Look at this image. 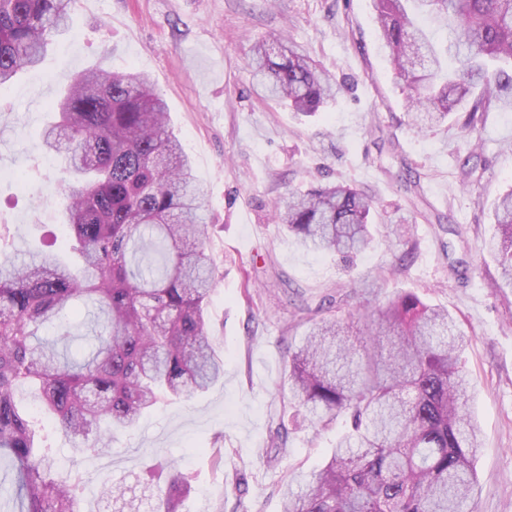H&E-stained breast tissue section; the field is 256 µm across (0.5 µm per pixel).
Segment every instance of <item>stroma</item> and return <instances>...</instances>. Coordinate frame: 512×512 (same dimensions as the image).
I'll list each match as a JSON object with an SVG mask.
<instances>
[{
	"instance_id": "1",
	"label": "stroma",
	"mask_w": 512,
	"mask_h": 512,
	"mask_svg": "<svg viewBox=\"0 0 512 512\" xmlns=\"http://www.w3.org/2000/svg\"><path fill=\"white\" fill-rule=\"evenodd\" d=\"M70 14L69 33L39 67L0 88V167L11 172L0 180L7 249H41L49 230L65 235L44 204L60 195V159L40 147L62 88L102 59L114 71L146 72L206 193L218 271L208 316L224 357V376L208 391L159 404L117 436L110 455L85 463L81 512H111L103 475L130 485L158 459L194 478L182 512H282L285 489H298L344 428L339 418L305 422L288 427L284 447L268 445L289 414L278 386L289 349L307 331L300 307H330L343 318L341 297L371 311L404 290L448 308L471 338L463 360L482 448L470 507L512 512V288H495L496 263L482 250L494 231L492 204L512 187V112L490 109L469 137L452 121L413 127L373 0H72ZM279 39L303 46L342 86L316 116L253 91L252 48ZM470 138L480 158L466 183L458 156ZM408 171L421 177L413 193L399 179ZM336 180L374 197L373 221L385 230L349 262L303 250L275 213L288 190ZM16 400L40 420L55 472L66 473L70 443L30 387H18Z\"/></svg>"
}]
</instances>
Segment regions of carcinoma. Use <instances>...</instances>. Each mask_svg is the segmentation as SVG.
<instances>
[{
	"label": "carcinoma",
	"instance_id": "cac0c4a2",
	"mask_svg": "<svg viewBox=\"0 0 512 512\" xmlns=\"http://www.w3.org/2000/svg\"><path fill=\"white\" fill-rule=\"evenodd\" d=\"M383 45L410 91L420 128L452 114L470 134L491 106L512 112V0H373ZM70 0H0V87L36 68L50 40L68 29ZM449 37L432 41L424 22ZM253 78L265 96L311 116L339 88L299 47L254 48ZM42 144L66 160L61 249L0 250V459L15 489L0 485L12 512H80V462L52 470L29 414L15 400L32 388L45 414L83 455L98 456L114 432L134 428L169 398L189 399L224 375L209 336L206 301L216 267L205 242L206 202L167 106L149 77L98 66L76 75L53 105ZM374 199L329 183L290 191L278 204L285 231L308 251L359 254L373 242ZM483 249L512 285V190L493 207ZM93 302L102 315L94 350L70 360L65 310ZM365 341L344 339L334 316L306 317L305 342L288 355L279 390L306 418L344 414L348 430L283 512H469L480 430L468 405L462 355L469 337L447 310L413 292L371 312H352ZM153 488L150 512H180L191 492L174 461L137 486ZM113 512H139L136 486L101 481Z\"/></svg>",
	"mask_w": 512,
	"mask_h": 512
}]
</instances>
